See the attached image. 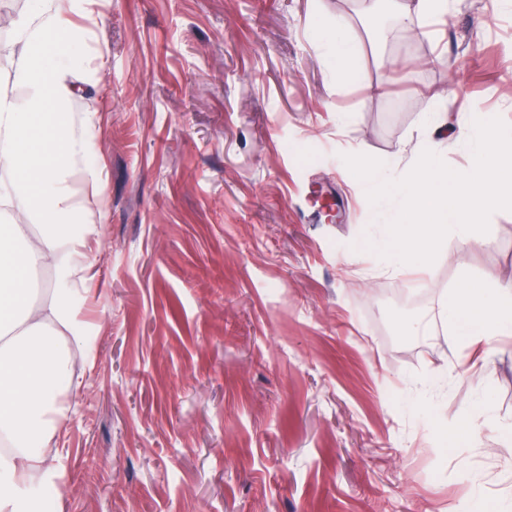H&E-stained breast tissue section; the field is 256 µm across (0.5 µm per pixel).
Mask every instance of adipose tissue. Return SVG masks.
Wrapping results in <instances>:
<instances>
[{
    "label": "adipose tissue",
    "instance_id": "adipose-tissue-1",
    "mask_svg": "<svg viewBox=\"0 0 512 512\" xmlns=\"http://www.w3.org/2000/svg\"><path fill=\"white\" fill-rule=\"evenodd\" d=\"M95 0H32L13 22L12 86H0V205L16 221L0 226V512H35L33 483L53 484L57 467L45 451L65 412L63 395L75 383L78 365L92 361L86 327L72 283L70 262L96 232L70 181L82 173L99 184L90 164L94 119L75 133L66 107L80 84L96 79L87 59L88 31L74 23ZM323 43L340 82L363 83L356 45L340 28L327 27ZM23 96H16L15 88ZM465 147L469 168L451 172L431 153L420 155L400 177L367 160L359 166L376 198L395 200L399 212L380 244L401 264L420 263L424 252L451 238L478 246L481 217L512 187V131L491 113L473 107L453 140ZM53 269L49 299L36 301L33 272ZM449 333L458 342L491 353L512 335V284L487 277L480 286L460 280L442 304ZM67 328L72 343L55 336Z\"/></svg>",
    "mask_w": 512,
    "mask_h": 512
}]
</instances>
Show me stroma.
I'll list each match as a JSON object with an SVG mask.
<instances>
[{
  "mask_svg": "<svg viewBox=\"0 0 512 512\" xmlns=\"http://www.w3.org/2000/svg\"><path fill=\"white\" fill-rule=\"evenodd\" d=\"M409 0H98L77 24L99 75L68 104L95 116L106 185L71 187L97 235L83 320L91 366L58 431L41 512H491L512 443V336L489 360L440 301L461 276L512 282V201L486 242L394 270L353 161L403 170L429 150V100L458 132L470 103L512 128V8L454 0L423 51L385 27ZM358 48L364 90L330 76L315 28ZM431 322L420 335L412 326Z\"/></svg>",
  "mask_w": 512,
  "mask_h": 512,
  "instance_id": "35a3bbf8",
  "label": "stroma"
}]
</instances>
